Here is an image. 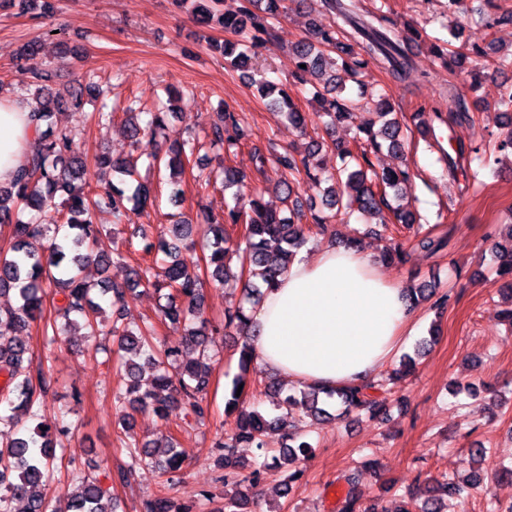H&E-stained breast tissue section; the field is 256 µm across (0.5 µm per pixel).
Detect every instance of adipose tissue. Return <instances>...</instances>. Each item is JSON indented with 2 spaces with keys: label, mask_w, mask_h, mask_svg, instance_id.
<instances>
[{
  "label": "adipose tissue",
  "mask_w": 512,
  "mask_h": 512,
  "mask_svg": "<svg viewBox=\"0 0 512 512\" xmlns=\"http://www.w3.org/2000/svg\"><path fill=\"white\" fill-rule=\"evenodd\" d=\"M29 105L0 97V182L35 140ZM413 310L359 249L324 245L300 253L253 311L259 360L299 387L344 388L374 380L413 335Z\"/></svg>",
  "instance_id": "obj_1"
}]
</instances>
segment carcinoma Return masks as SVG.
Returning a JSON list of instances; mask_svg holds the SVG:
<instances>
[{
	"label": "carcinoma",
	"instance_id": "1",
	"mask_svg": "<svg viewBox=\"0 0 512 512\" xmlns=\"http://www.w3.org/2000/svg\"><path fill=\"white\" fill-rule=\"evenodd\" d=\"M192 2L193 18L205 27L218 26L235 36L222 43H209L211 48L231 58L230 64L238 69L246 67L258 51L275 39L274 22L286 12V0H239L234 10L224 9V0H174L178 5ZM321 14L310 24L305 36L292 47L295 70L293 77L302 82L311 77L321 82L317 92L321 111L316 116L323 120L325 133L332 136L336 125L348 120L356 106L355 100L345 94L346 78H354L370 62L380 65L395 80L402 81L413 69L415 40L400 37L395 23L380 7L367 10L360 0H317ZM363 46V53L354 52L352 42ZM433 52L446 59L448 69L460 68L466 60L488 57L481 47L460 46L453 51L437 44ZM39 46L31 41L24 44L16 57V71L23 83L37 86L35 107L31 115L37 132L34 150L27 162L20 166L12 179L0 182V224L11 227L12 244L8 251L0 250V293L15 291L18 305L0 310V404L8 407V414H0V426H7L14 435L0 441V512H11L10 504H24V512H117L116 500L99 481L83 477L72 488L65 506L60 508L46 497L44 487L50 479L56 446L53 444V425L47 419L43 395L50 386V377L39 370L32 377L25 366L27 345L20 333L42 318L43 298L50 294L55 300L54 319L47 322L44 332L52 335L77 333L96 336L108 328V333L119 343V350L142 352L144 361L151 364L154 374L151 386L144 390L138 380L141 364L135 359L122 363L119 376L125 388L113 395V407L122 413L120 424L124 431L132 429L131 417L124 412L126 406L148 407L159 417L167 415L172 404L183 402L187 414L197 420L208 415L206 398L211 385V361L216 338L221 333L233 332L242 338L238 353V367L242 372L256 361L253 344L255 323L251 312L262 296L260 287L270 289L288 271L298 251L308 242L310 227L323 232L341 212L361 214L369 219L383 208H393L396 223L410 226L418 223L417 215L400 204L391 206L388 191L398 192L414 173L408 163L394 168H376L371 158L383 151L405 157L406 136L402 123L392 111L387 98L377 104L380 126L370 122L353 137L359 149L355 153L341 141L334 143L341 166L328 173L312 158L324 143L309 145L308 153L285 150L272 155V162L281 170L285 180L284 199L293 193L290 180L303 174L312 186L322 188V211H304L295 200L288 215L270 209L262 201L261 193L236 198L223 222L209 214L200 213L201 223L207 226L204 248L209 251L206 268L210 282L226 286L231 282H244L243 303L224 312L218 324L205 317L203 309L204 280L183 260L179 259V243L193 235L194 225L180 220L167 228V236L158 244L146 243L147 253L157 249L170 262L165 267L164 279L159 281L153 273L154 264L145 263L132 270V278L123 284L108 279L98 283L82 277L88 262L106 270L112 255L101 247L104 229L95 224L96 211L112 209L119 217L132 203L143 209L156 198V187L148 180L139 179L137 164L114 158L107 152L95 156L94 164L112 171L113 181L93 193L87 189L85 165L79 153L78 132L71 126H61L57 117L63 110H78L83 105L84 92L96 97L108 96L110 90L99 87L94 75H87L86 86L74 87L61 95L47 85L51 72L37 61ZM262 96L277 94L270 100L286 114L291 124L304 130L308 113L302 111L292 94L270 82L260 83ZM498 109L505 114L502 133L494 141L489 155L512 156V84L504 86ZM133 143L145 145L143 155L148 166L157 171H169L173 185L172 196H181L177 188L185 171V162L194 153L196 143L185 141L163 146L158 137L165 128L168 113L146 114L129 105L124 112ZM470 119L466 98H460L459 112L443 118L434 110L428 114V129L434 121L456 123ZM234 113L227 109L217 113L210 126V143L233 148L237 139L230 132L237 129ZM465 148L458 146L454 153H443L448 175L455 176L462 168ZM355 165H350V162ZM211 177L224 183V189L238 186L243 181L239 171L231 166L219 165ZM242 226V235L234 241L224 232V224ZM509 238L492 246L495 274L506 279L503 287L512 292V224L508 225ZM418 248L434 257L448 247V239L427 232L417 239ZM248 280H243V276ZM262 286H257L254 280ZM140 286H150L165 298L161 308V321L166 325L184 328L180 344L155 350L156 325L147 321L131 328L124 322L122 308L128 294ZM395 377L381 378L367 384L354 385L323 393V389L307 387L289 393L277 400V414L271 416L260 409L261 400L246 406L236 396L237 378L225 398L224 416L229 422L215 448L219 460L229 469L225 483L237 487L233 497L224 498V507L217 512H237L247 500V490L259 485L263 470L281 461L295 463L308 456L312 444L306 440L314 425L332 419L326 400L336 399L341 414L365 411L371 416L387 418L390 401L387 384ZM284 431L285 442L280 448L265 447L267 430ZM253 446L262 451L259 464L245 465L235 457V449ZM167 457L153 462L152 450L138 443L130 445L131 463L128 470L119 473L122 482L128 481L136 468L151 462L168 481H174L181 469L184 453L177 444L166 446ZM360 474L345 475L348 490L337 504V512H391L376 498L365 505L359 491ZM484 473L470 468L466 484L462 485L446 476L433 479L427 486L420 512H442L443 499L462 495L467 488L478 489ZM194 503H177L173 498L160 495L143 503L141 512H193Z\"/></svg>",
	"mask_w": 512,
	"mask_h": 512
}]
</instances>
